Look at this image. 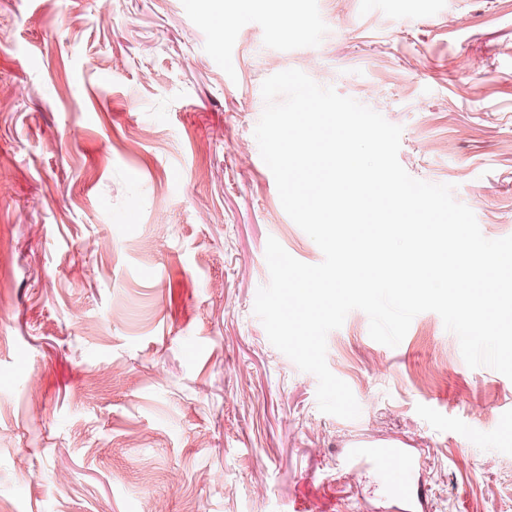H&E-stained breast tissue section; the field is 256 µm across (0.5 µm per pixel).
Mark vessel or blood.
Returning a JSON list of instances; mask_svg holds the SVG:
<instances>
[{"mask_svg": "<svg viewBox=\"0 0 512 512\" xmlns=\"http://www.w3.org/2000/svg\"><path fill=\"white\" fill-rule=\"evenodd\" d=\"M369 455L376 460L380 481L389 493L414 499L419 505L424 503L426 490L424 485L415 479L416 463L406 449L397 445L386 444L370 454L361 449L352 450L338 460V472L344 473L347 479L357 480L355 463Z\"/></svg>", "mask_w": 512, "mask_h": 512, "instance_id": "b4317fda", "label": "vessel or blood"}]
</instances>
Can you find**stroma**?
<instances>
[{
    "label": "stroma",
    "instance_id": "35a3bbf8",
    "mask_svg": "<svg viewBox=\"0 0 512 512\" xmlns=\"http://www.w3.org/2000/svg\"><path fill=\"white\" fill-rule=\"evenodd\" d=\"M291 68L512 235V0H0V512H407L337 473L358 441L422 457L426 512H512V379L438 314L328 334L346 420L253 312L268 238L323 260L253 135Z\"/></svg>",
    "mask_w": 512,
    "mask_h": 512
}]
</instances>
